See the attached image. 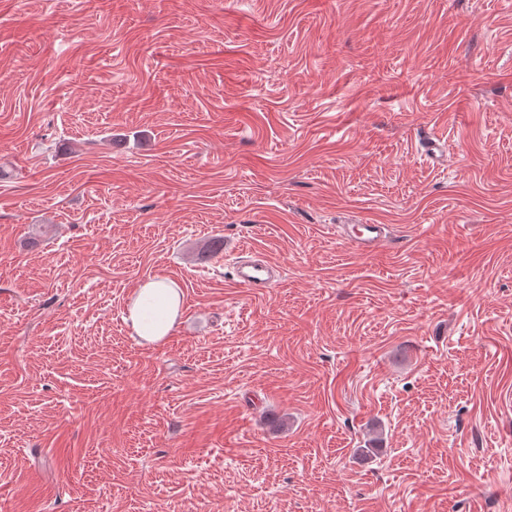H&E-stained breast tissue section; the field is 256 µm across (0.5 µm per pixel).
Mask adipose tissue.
<instances>
[{
	"label": "adipose tissue",
	"mask_w": 512,
	"mask_h": 512,
	"mask_svg": "<svg viewBox=\"0 0 512 512\" xmlns=\"http://www.w3.org/2000/svg\"><path fill=\"white\" fill-rule=\"evenodd\" d=\"M183 294L164 277L141 282L126 309L125 320L141 343H164L181 315Z\"/></svg>",
	"instance_id": "ef3b65f1"
}]
</instances>
